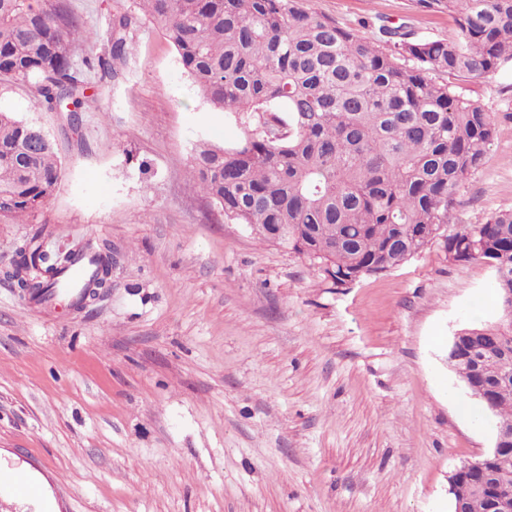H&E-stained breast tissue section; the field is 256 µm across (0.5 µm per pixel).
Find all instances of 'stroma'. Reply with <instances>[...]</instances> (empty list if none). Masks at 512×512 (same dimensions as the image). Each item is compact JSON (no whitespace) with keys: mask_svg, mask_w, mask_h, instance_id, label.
I'll return each instance as SVG.
<instances>
[{"mask_svg":"<svg viewBox=\"0 0 512 512\" xmlns=\"http://www.w3.org/2000/svg\"><path fill=\"white\" fill-rule=\"evenodd\" d=\"M91 40L69 57L94 101L70 126L29 84L0 109L48 133L61 162L43 212L0 220V271L33 234L50 251L108 242L112 286L84 308L0 278V512H452L449 477L493 445L446 360L459 329L500 321L484 263L435 241L345 287L218 219L189 176L195 146L240 126L197 95L139 0H52ZM379 38L456 33L415 0H299ZM126 17L117 74L87 70ZM494 118L449 232L512 208V65L438 73Z\"/></svg>","mask_w":512,"mask_h":512,"instance_id":"1","label":"stroma"}]
</instances>
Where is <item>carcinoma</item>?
I'll return each instance as SVG.
<instances>
[{
    "label": "carcinoma",
    "mask_w": 512,
    "mask_h": 512,
    "mask_svg": "<svg viewBox=\"0 0 512 512\" xmlns=\"http://www.w3.org/2000/svg\"><path fill=\"white\" fill-rule=\"evenodd\" d=\"M177 51L193 85L243 128L241 140L194 150L191 173L217 213L261 241L305 257L338 286L383 274L424 250L449 223L462 182L493 143L482 104L436 83L432 72L480 77L512 63V0H417L446 12L448 40L411 39L381 27L393 47L308 13L297 0H140ZM123 17L109 55L90 69L116 70L127 54ZM88 37L75 19L38 0H0V82H29L51 112L70 119L93 98L70 63V43ZM411 61L413 65L404 64ZM61 166L44 130L0 111V197L11 219L43 211ZM448 259L480 260L495 274L498 306L512 297V209L446 236ZM3 277L29 295L54 294L53 274L80 255L102 287L112 248L97 245L48 261L37 238L21 245ZM496 324L460 330L448 365L489 385L483 403L512 432V349L480 370L462 352L484 348Z\"/></svg>",
    "instance_id": "obj_1"
}]
</instances>
